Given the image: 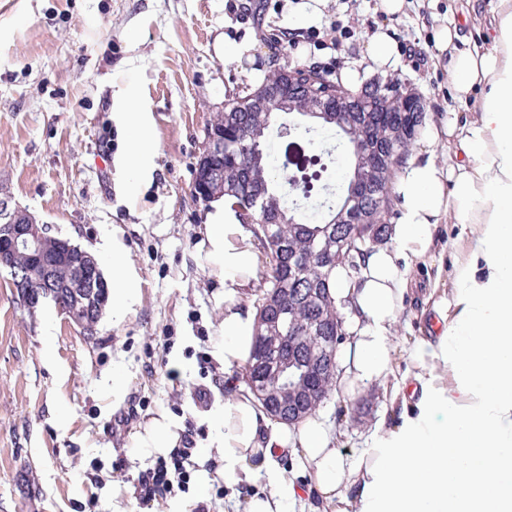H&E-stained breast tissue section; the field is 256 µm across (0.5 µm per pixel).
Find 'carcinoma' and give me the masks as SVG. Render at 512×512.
<instances>
[{
	"label": "carcinoma",
	"mask_w": 512,
	"mask_h": 512,
	"mask_svg": "<svg viewBox=\"0 0 512 512\" xmlns=\"http://www.w3.org/2000/svg\"><path fill=\"white\" fill-rule=\"evenodd\" d=\"M292 71L304 75L292 67L287 72L279 68L260 86L224 103V155L198 159L194 174H200L202 165L211 169L212 178L221 181L222 198L235 200L241 223L249 225L270 254L256 299V321H266L265 334L283 339L284 345L274 348L255 338L242 378L247 384L277 385V397L253 389L250 393L271 419L297 425L314 415L334 390L326 378L311 376L319 337H329L337 348L345 336L344 316L331 292V272L339 264L357 268L358 256L371 249V242L388 240L397 201L392 183L421 136L426 113L389 79L354 93V111L339 113L332 123L321 121L343 135L351 166L344 196L325 202L321 221H302L285 207L288 193L281 182L291 180L306 198L322 170L315 169L316 160L294 156L286 148L284 158L291 162L283 163L284 172L278 175L265 149L271 125L267 92L273 85H288ZM365 138L377 154L369 163L358 157ZM356 179L367 183L373 195L360 200L358 223L346 224L343 210ZM253 218L264 220L268 229L250 223ZM56 282L58 295L71 298L72 272L58 268ZM311 292L314 299L309 301Z\"/></svg>",
	"instance_id": "1"
}]
</instances>
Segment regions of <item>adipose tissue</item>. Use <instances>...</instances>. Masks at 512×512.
<instances>
[{
  "label": "adipose tissue",
  "instance_id": "1",
  "mask_svg": "<svg viewBox=\"0 0 512 512\" xmlns=\"http://www.w3.org/2000/svg\"><path fill=\"white\" fill-rule=\"evenodd\" d=\"M485 45L467 41L457 25L435 33L434 64H446L455 99L485 93L475 119L428 125L426 141L449 139L455 160L410 156L395 182L401 200L391 243L373 248L359 270L331 273L333 294L348 316V340L337 357L338 399L393 374L391 327L413 280L412 264L434 252L433 231L448 215L460 222L467 247L453 264L447 300L437 306L439 334L418 345L414 402L390 426L380 425L365 448L347 456L333 426L310 419L290 428L264 420L247 390L215 407L211 418L223 450L226 479L251 480L264 472L267 492L248 498L244 512H285L311 492L333 512H512V0H491ZM362 62L370 70L396 66L398 49L384 27L366 34ZM129 139L120 167L135 189L152 150L139 112L122 115ZM203 244L224 273V334L217 351L225 375L250 355L255 318L236 298L259 267L252 237L231 202L204 226ZM108 260L112 314L123 315L136 278L120 245L91 248ZM296 459L308 487L278 467Z\"/></svg>",
  "mask_w": 512,
  "mask_h": 512
}]
</instances>
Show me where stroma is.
Wrapping results in <instances>:
<instances>
[{"label":"stroma","instance_id":"obj_1","mask_svg":"<svg viewBox=\"0 0 512 512\" xmlns=\"http://www.w3.org/2000/svg\"><path fill=\"white\" fill-rule=\"evenodd\" d=\"M375 2L328 0L317 41L290 46L279 40L286 0H0V193L82 248L114 237L138 281L136 303L119 318L104 308L89 337L54 305L21 306L0 268V512H193L200 502L239 512L265 489L259 474L225 484L219 498L208 472L222 454L210 410L232 389L216 352L224 276L201 245L216 205L193 196L194 168L206 126L243 87L279 67L335 73L360 61L366 32L382 21ZM488 8L489 0H410L392 21L406 54L387 76L424 99L428 122L451 112L469 119L481 101H452L447 71L431 61L437 19L480 20ZM228 40L255 44L253 58L225 59ZM125 92L148 117L154 152L134 195L116 165L127 135L114 114ZM459 229L452 216L437 224L433 256L412 269L419 286L391 329L394 376L355 393L368 415L353 418L334 397L319 409L343 453L399 417L394 381L433 337L434 306L463 249ZM162 413L194 432L200 470L188 493L146 509L133 483L155 451L136 437Z\"/></svg>","mask_w":512,"mask_h":512}]
</instances>
